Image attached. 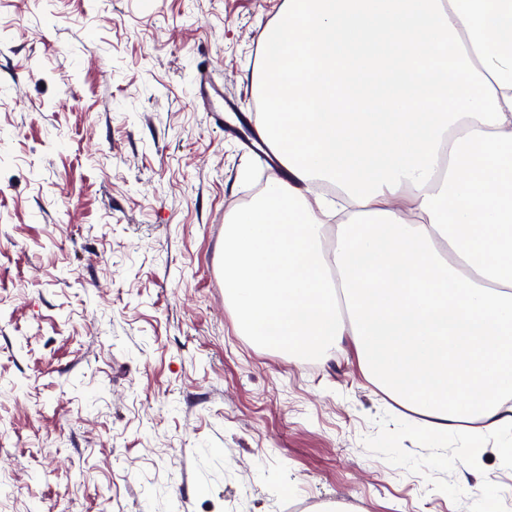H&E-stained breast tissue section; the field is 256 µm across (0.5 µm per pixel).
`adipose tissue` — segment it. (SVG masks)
I'll return each mask as SVG.
<instances>
[{"mask_svg": "<svg viewBox=\"0 0 512 512\" xmlns=\"http://www.w3.org/2000/svg\"><path fill=\"white\" fill-rule=\"evenodd\" d=\"M260 45L288 176L224 226L238 329L321 363L353 337L481 461L512 439V0H288Z\"/></svg>", "mask_w": 512, "mask_h": 512, "instance_id": "obj_1", "label": "adipose tissue"}]
</instances>
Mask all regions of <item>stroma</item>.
<instances>
[{
	"mask_svg": "<svg viewBox=\"0 0 512 512\" xmlns=\"http://www.w3.org/2000/svg\"><path fill=\"white\" fill-rule=\"evenodd\" d=\"M286 0H0V512H512L363 374L238 333L210 260L265 166L253 109ZM199 98L201 99L204 107V112H207V118L209 123L217 129L223 130L224 132H230V128L225 124L224 109L217 106L214 99L221 97L220 90L214 86L210 80L203 74L199 80Z\"/></svg>",
	"mask_w": 512,
	"mask_h": 512,
	"instance_id": "35a3bbf8",
	"label": "stroma"
}]
</instances>
